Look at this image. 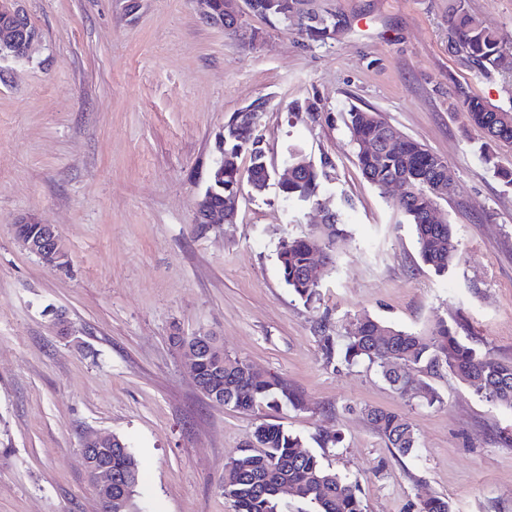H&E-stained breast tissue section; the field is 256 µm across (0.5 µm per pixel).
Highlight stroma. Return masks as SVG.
Wrapping results in <instances>:
<instances>
[{"label": "stroma", "instance_id": "1", "mask_svg": "<svg viewBox=\"0 0 512 512\" xmlns=\"http://www.w3.org/2000/svg\"><path fill=\"white\" fill-rule=\"evenodd\" d=\"M448 5L304 0V16L341 22L315 40L248 11L225 33L197 0H19L40 38L28 59H0V512H99L80 465L90 431L131 448L142 512H234L224 464L266 421L356 477L366 512L435 496L452 512H512V410L446 371L426 377L439 402L407 400L366 365L327 367L318 342L356 316L421 333L443 319L512 362V186L484 160L512 167V145L486 146L457 110L461 87L512 103V72L486 78L449 53ZM258 101L268 162L284 171L300 147L328 172L320 196L345 226L313 305L285 285L277 250L315 230L316 206L273 184L243 192L235 223L202 235L193 222L225 123ZM354 105L446 160L454 191L437 211L460 255L448 272L422 263L395 192L363 176ZM25 215L56 228L67 269L19 246ZM177 329L218 336L304 408L209 401ZM370 406L412 422L415 455L387 448ZM333 432L341 444L321 447Z\"/></svg>", "mask_w": 512, "mask_h": 512}]
</instances>
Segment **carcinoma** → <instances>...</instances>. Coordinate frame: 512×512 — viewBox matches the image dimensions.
<instances>
[{
    "instance_id": "carcinoma-1",
    "label": "carcinoma",
    "mask_w": 512,
    "mask_h": 512,
    "mask_svg": "<svg viewBox=\"0 0 512 512\" xmlns=\"http://www.w3.org/2000/svg\"><path fill=\"white\" fill-rule=\"evenodd\" d=\"M299 0H276L270 14L284 18L297 13ZM448 43L453 52L470 61L478 73L491 76L508 70L506 55H512V40L494 24L472 15L465 0H453L448 8ZM457 110L467 126L479 131L491 142L512 143V105L498 106L460 92ZM347 126L352 139L375 142L373 152L356 149L362 174L377 188L384 190L398 179L408 180L415 191L398 202L399 208L413 225L418 253L424 264L438 272L447 271L456 261L454 230L450 224H432L429 214L436 209L438 195L427 184L439 177L435 153L421 142L400 136L397 143L387 141L392 131L386 121L358 107L347 112ZM259 141L245 128H225L224 189L212 199L216 206L236 200L229 186L244 180L252 192L263 193L273 179V171L265 161ZM252 152L250 166L239 174V154ZM290 162L299 173L282 192L303 202H314L327 172L311 163L301 151H289ZM345 237L339 219L318 225L315 233L291 237L284 241L277 260L284 282L305 304L319 300L318 285L306 272L318 259L329 260L336 246ZM321 348L328 363L339 360L347 365L368 363L380 368L384 379L410 400L429 405L437 395L429 385L410 378L405 369H423L436 373L447 370L475 387L487 400L512 409V363H502L482 355L466 344L457 329L441 320L428 334L383 324L366 316H356L343 334V343L321 331ZM200 376L211 382L224 395V405L239 412H253L261 406L277 408L289 404L303 406L302 399L277 377L255 378L248 371L247 361L224 355L217 362L205 358L199 365ZM367 418L385 439L387 447L401 456L412 455L419 439L410 421L402 414L382 408L367 409ZM112 495L129 485L134 486L125 512H138L135 486L139 484L140 468L134 454L121 438L112 448ZM294 489L296 498L314 505L317 512H365L360 497L359 481L326 466L320 457L306 449L300 436L280 424L264 422L256 426L241 449L224 466L222 484L224 498L234 512H278L280 488Z\"/></svg>"
}]
</instances>
